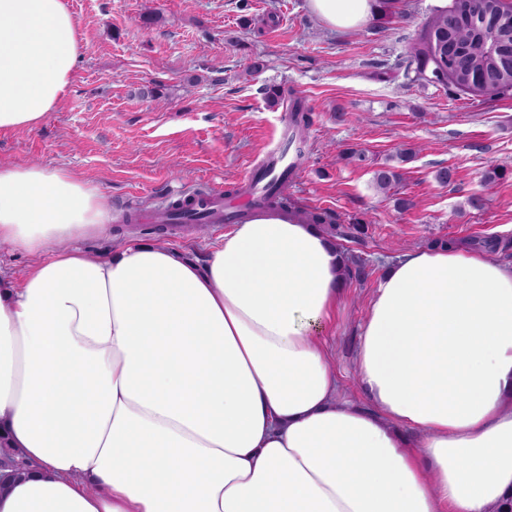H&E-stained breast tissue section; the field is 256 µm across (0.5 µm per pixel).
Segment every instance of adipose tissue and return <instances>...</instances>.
<instances>
[{
	"mask_svg": "<svg viewBox=\"0 0 512 512\" xmlns=\"http://www.w3.org/2000/svg\"><path fill=\"white\" fill-rule=\"evenodd\" d=\"M374 0H308L338 30ZM66 0H0V129L67 94ZM112 219L98 186L0 163V436L29 474L0 512H492L512 497V269L423 247L380 280L341 399L327 336L344 262L276 213L204 252L77 247ZM35 260L24 250L0 245V269L15 279H20Z\"/></svg>",
	"mask_w": 512,
	"mask_h": 512,
	"instance_id": "ef3b65f1",
	"label": "adipose tissue"
}]
</instances>
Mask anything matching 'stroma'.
I'll return each instance as SVG.
<instances>
[{
    "mask_svg": "<svg viewBox=\"0 0 512 512\" xmlns=\"http://www.w3.org/2000/svg\"><path fill=\"white\" fill-rule=\"evenodd\" d=\"M82 43L66 97L32 130H0V161L62 168L96 183L112 207L92 252L141 241L204 246L221 228L148 232L130 210H159L197 189L243 184L274 144L282 107L269 87L310 111L306 155L288 193L330 212L347 277L328 338L342 398L362 402L359 326L386 268L406 251L463 242L512 268V95L408 85L390 67L423 19L451 0H386L367 23L332 30L307 0H66ZM260 70H253L254 62ZM150 88L159 97L147 96ZM410 152L400 161L402 152ZM390 166L388 192L373 181ZM452 183L434 178L439 167ZM505 169L492 178L494 169ZM478 194L482 209L468 199Z\"/></svg>",
    "mask_w": 512,
    "mask_h": 512,
    "instance_id": "1",
    "label": "stroma"
}]
</instances>
